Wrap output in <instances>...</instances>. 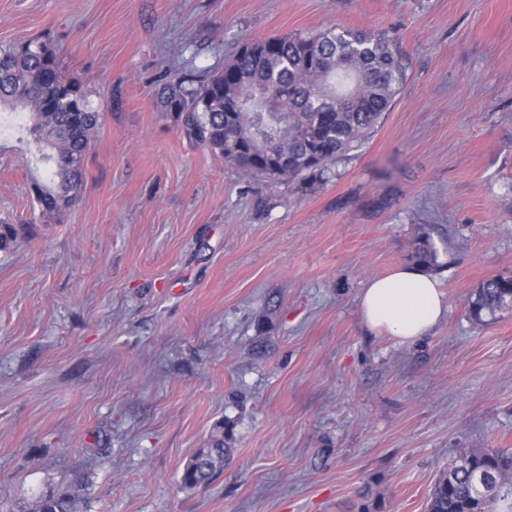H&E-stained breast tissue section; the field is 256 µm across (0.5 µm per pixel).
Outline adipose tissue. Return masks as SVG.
Listing matches in <instances>:
<instances>
[{
  "label": "adipose tissue",
  "mask_w": 512,
  "mask_h": 512,
  "mask_svg": "<svg viewBox=\"0 0 512 512\" xmlns=\"http://www.w3.org/2000/svg\"><path fill=\"white\" fill-rule=\"evenodd\" d=\"M360 310L372 331L405 342L427 336L446 315L448 303L436 276L416 265L400 266L368 281Z\"/></svg>",
  "instance_id": "obj_1"
}]
</instances>
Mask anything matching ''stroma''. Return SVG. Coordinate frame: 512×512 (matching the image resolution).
I'll return each instance as SVG.
<instances>
[{
  "label": "stroma",
  "instance_id": "obj_1",
  "mask_svg": "<svg viewBox=\"0 0 512 512\" xmlns=\"http://www.w3.org/2000/svg\"><path fill=\"white\" fill-rule=\"evenodd\" d=\"M389 30L406 62L329 180L247 176L161 111L163 74L247 42ZM51 42L102 126L44 222L27 124L0 126V512L76 478L87 512H426L463 448H512V0H0V48ZM439 245L448 312L373 333L359 296ZM204 488L181 473L216 425ZM470 299L469 311L479 320L483 314L512 309V277L498 276L482 282ZM224 425L216 427L211 436L210 448H199L186 464L180 482L183 487L195 489L207 486L224 467V457L230 448H224V439H229Z\"/></svg>",
  "mask_w": 512,
  "mask_h": 512
}]
</instances>
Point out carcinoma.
Segmentation results:
<instances>
[{"instance_id": "1", "label": "carcinoma", "mask_w": 512, "mask_h": 512, "mask_svg": "<svg viewBox=\"0 0 512 512\" xmlns=\"http://www.w3.org/2000/svg\"><path fill=\"white\" fill-rule=\"evenodd\" d=\"M394 37L343 27L315 35L268 37L244 44L221 72L196 88L184 79L163 80L162 111L182 121L185 135L224 157L246 175L288 183L324 182L336 160L378 125L406 75ZM21 108L46 177L32 178L29 194L41 215L71 207L84 183L88 146L102 113L79 81L67 75L53 46L28 39L0 48V107ZM427 231L418 233L410 259L439 267ZM512 309V277L482 282L469 302L472 317ZM224 426L211 446L186 464L180 482L207 486L224 467L229 449ZM512 500V448H468L437 476L427 512H498ZM80 490L50 489L20 512H84Z\"/></svg>"}]
</instances>
